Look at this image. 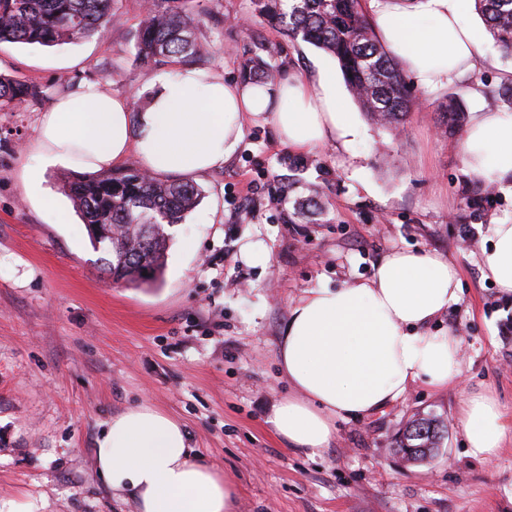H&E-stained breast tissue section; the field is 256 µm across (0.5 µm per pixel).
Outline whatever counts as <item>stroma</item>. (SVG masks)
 <instances>
[{
    "mask_svg": "<svg viewBox=\"0 0 512 512\" xmlns=\"http://www.w3.org/2000/svg\"><path fill=\"white\" fill-rule=\"evenodd\" d=\"M212 46L197 69L237 78L270 51L277 72L308 78L337 62L291 40L251 0H198ZM142 0H113L101 38L0 49V73L41 85L48 98L0 112V512H131L100 480L95 440L113 414L148 403L181 420L192 443L239 493L240 512H512V441L492 460L470 457L456 410L492 392L512 413V296L484 277L493 224L512 218V185L468 206L465 137L441 124L449 95L466 114L512 113L500 87L512 55L492 37L481 61L420 92L406 123L384 127L350 90L344 107L364 134L349 146L292 150L268 125H247L224 168L199 179V205L171 227L162 279L112 283L82 220L33 208L22 183L34 165L38 116L65 81L93 80L131 102L158 72L136 55ZM317 208L289 221L299 202ZM264 256L245 261L242 248ZM430 249L460 270L457 304L431 325L461 337V376L448 390L412 384L384 411L338 422L322 455L289 448L267 422L289 393L277 343L306 291L372 277L390 250ZM418 414L445 426L437 454L407 462L393 451Z\"/></svg>",
    "mask_w": 512,
    "mask_h": 512,
    "instance_id": "obj_1",
    "label": "stroma"
}]
</instances>
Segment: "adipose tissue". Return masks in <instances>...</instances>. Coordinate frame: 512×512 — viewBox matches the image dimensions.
Returning a JSON list of instances; mask_svg holds the SVG:
<instances>
[{"instance_id":"adipose-tissue-1","label":"adipose tissue","mask_w":512,"mask_h":512,"mask_svg":"<svg viewBox=\"0 0 512 512\" xmlns=\"http://www.w3.org/2000/svg\"><path fill=\"white\" fill-rule=\"evenodd\" d=\"M474 0H369L376 34L416 86L434 89L474 67ZM270 125L291 149L349 144L360 127L340 104L335 79L283 72L275 81L222 79L185 67L151 82L146 105L82 82L59 94L39 119L38 164L26 170V196L52 207L43 188L46 165L88 172L112 169L128 156L154 176L196 178L223 167L246 123ZM473 173L512 181V114L477 112L466 135ZM484 276L512 294V220L494 224L482 252ZM460 273L437 252L395 249L371 279L306 292L293 306L277 350L292 389L269 423L291 448L322 454L336 422L383 411L408 387L448 389L461 374L456 332L431 323L459 300ZM457 423L469 456L494 458L512 438V415L492 393H471ZM97 471L112 491L129 494L135 512H238L236 486L196 455L185 425L142 403L113 415L96 441Z\"/></svg>"}]
</instances>
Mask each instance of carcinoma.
<instances>
[{
  "instance_id": "obj_1",
  "label": "carcinoma",
  "mask_w": 512,
  "mask_h": 512,
  "mask_svg": "<svg viewBox=\"0 0 512 512\" xmlns=\"http://www.w3.org/2000/svg\"><path fill=\"white\" fill-rule=\"evenodd\" d=\"M112 0H0V47L12 44L53 47L106 35ZM196 0H146L135 36L137 56L148 65L194 63L208 57L210 45L199 36L205 14ZM255 11L289 38L301 39L334 57L364 112L383 126H400L416 95L395 58L380 44L365 0H254ZM500 47L512 51V0H475ZM250 79L273 77L269 64L254 58L243 66ZM42 87L0 74V109L39 101ZM448 129L463 130L462 101L448 97ZM65 191L85 224L109 227L110 235L89 236L103 270L134 287H150L161 277L171 240L167 228L181 224L201 199L200 190L183 181L129 169L76 176ZM442 429L434 417H417L402 428L398 451L423 460L440 447Z\"/></svg>"
}]
</instances>
